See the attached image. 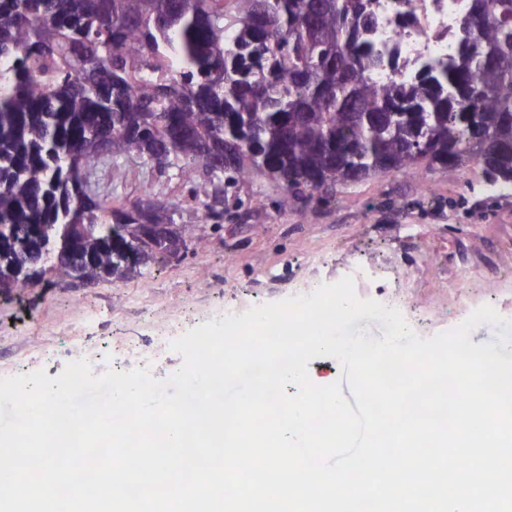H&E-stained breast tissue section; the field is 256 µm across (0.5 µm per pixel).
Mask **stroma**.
<instances>
[{
    "label": "stroma",
    "mask_w": 512,
    "mask_h": 512,
    "mask_svg": "<svg viewBox=\"0 0 512 512\" xmlns=\"http://www.w3.org/2000/svg\"><path fill=\"white\" fill-rule=\"evenodd\" d=\"M95 177L113 204H176L193 241L179 260L139 266L123 282L37 277L0 294V378L41 369L53 378L94 353L109 363L122 343L149 350L223 309L243 313L345 277L359 298L389 308L404 295L402 315L423 338L483 305L512 320V281L502 280L512 271V191H491L478 162L378 174L285 210L259 178L230 193L241 208L213 226L178 167L108 157Z\"/></svg>",
    "instance_id": "obj_1"
}]
</instances>
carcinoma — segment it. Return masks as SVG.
<instances>
[{
	"label": "carcinoma",
	"instance_id": "carcinoma-1",
	"mask_svg": "<svg viewBox=\"0 0 512 512\" xmlns=\"http://www.w3.org/2000/svg\"><path fill=\"white\" fill-rule=\"evenodd\" d=\"M372 0H0V286L47 253L66 279L129 278L121 224H165L89 196L97 145L158 168L231 152L196 196L224 222L228 189L260 175L281 204L356 175L481 164L512 185V0H473L454 55L409 82L366 35ZM224 72L216 83L212 73ZM99 224L93 241L65 235Z\"/></svg>",
	"mask_w": 512,
	"mask_h": 512
}]
</instances>
